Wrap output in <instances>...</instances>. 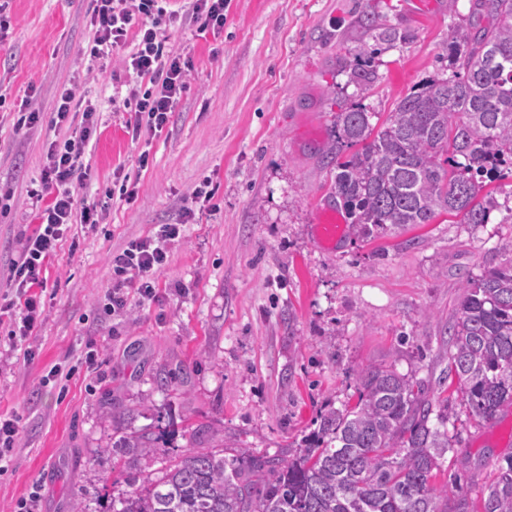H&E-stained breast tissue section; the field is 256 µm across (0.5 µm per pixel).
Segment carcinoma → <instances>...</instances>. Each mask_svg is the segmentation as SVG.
I'll return each instance as SVG.
<instances>
[{"label": "carcinoma", "mask_w": 512, "mask_h": 512, "mask_svg": "<svg viewBox=\"0 0 512 512\" xmlns=\"http://www.w3.org/2000/svg\"><path fill=\"white\" fill-rule=\"evenodd\" d=\"M495 20L448 35L453 73L429 79L396 103L381 126L357 103L336 113L334 189L352 235L377 238L441 213L485 224L498 208L486 180L512 167V0H475ZM458 120L451 124L449 117ZM508 259L463 285L452 326L448 373L470 413L485 421L512 404V237ZM448 400L433 402L422 382L392 367L360 376L357 402L319 417L292 457L255 459L239 449L165 455L159 438L130 434L112 452L139 463L112 512H474L464 489L431 484L445 454ZM482 512H512V459L482 490Z\"/></svg>", "instance_id": "carcinoma-1"}]
</instances>
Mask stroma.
<instances>
[{
    "label": "stroma",
    "mask_w": 512,
    "mask_h": 512,
    "mask_svg": "<svg viewBox=\"0 0 512 512\" xmlns=\"http://www.w3.org/2000/svg\"><path fill=\"white\" fill-rule=\"evenodd\" d=\"M473 3L227 0L222 29L167 30L193 71L162 133L137 143L123 107L135 74L86 54L96 0H8L0 182L14 197L0 201V274L37 227L28 193L42 186L46 146L70 133L56 118L61 85L74 87V112L97 108L77 192L105 212L100 224H72L47 267L35 358L9 348L0 326V415L21 427L0 467V512L32 493L39 512H71L77 499L108 512L135 467L106 450L131 433L172 431L171 458L211 449L219 436L288 457L321 411L356 401L360 374L377 366L447 396L455 452L470 458L464 488L480 501L512 457V407L482 421L457 380L439 377L461 283L500 265L499 244L512 236V172L490 183L499 207L485 224L444 213L371 240L347 234L329 247L317 236L324 212L345 214L327 160L337 112L359 102L381 124L400 97L447 77L450 31L490 23L472 18ZM376 26L406 39L375 43ZM363 61L377 73L366 86L350 79ZM28 101L40 120L21 128ZM204 183L210 202H194ZM123 184L137 190L133 203L119 198ZM177 222L182 236L168 247L156 299L106 311L113 250ZM55 366L75 374L48 380Z\"/></svg>",
    "instance_id": "1"
}]
</instances>
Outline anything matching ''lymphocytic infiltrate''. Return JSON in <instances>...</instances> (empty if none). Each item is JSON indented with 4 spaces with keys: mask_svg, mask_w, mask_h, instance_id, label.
Segmentation results:
<instances>
[{
    "mask_svg": "<svg viewBox=\"0 0 512 512\" xmlns=\"http://www.w3.org/2000/svg\"><path fill=\"white\" fill-rule=\"evenodd\" d=\"M179 21L176 12L166 10L163 0H97L91 18L94 30L89 56L95 60L118 53L129 31H136L139 42L136 52L125 59L124 66L137 78L147 81L145 90H131L136 117L127 122L132 139L143 132H156L167 125L192 69L167 46L165 32ZM96 108L86 105L84 122L63 142H51L46 151L43 170L44 191H32L40 225L28 237L18 259L12 260L7 276L8 287L16 297L5 303V310L14 311L8 340L18 344L28 340L42 320L38 288L44 287L45 263L56 253L72 219L98 224L102 209L98 201L79 199L76 183L83 176L82 156L89 140L97 131ZM180 225L163 224L152 235L131 242L113 253L112 268L117 276L109 296L112 309L127 305L125 289H133L139 302L153 300L158 275L168 260V245L179 238Z\"/></svg>",
    "mask_w": 512,
    "mask_h": 512,
    "instance_id": "obj_1",
    "label": "lymphocytic infiltrate"
}]
</instances>
